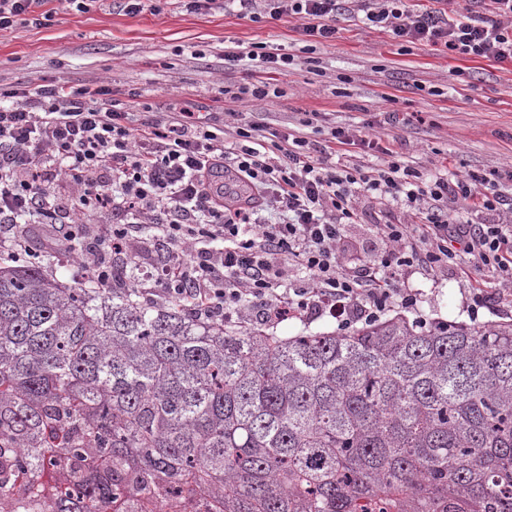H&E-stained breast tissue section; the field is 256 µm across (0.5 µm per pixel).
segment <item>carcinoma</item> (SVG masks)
I'll use <instances>...</instances> for the list:
<instances>
[{
	"label": "carcinoma",
	"instance_id": "1",
	"mask_svg": "<svg viewBox=\"0 0 512 512\" xmlns=\"http://www.w3.org/2000/svg\"><path fill=\"white\" fill-rule=\"evenodd\" d=\"M0 261L7 512H512V323L274 336Z\"/></svg>",
	"mask_w": 512,
	"mask_h": 512
}]
</instances>
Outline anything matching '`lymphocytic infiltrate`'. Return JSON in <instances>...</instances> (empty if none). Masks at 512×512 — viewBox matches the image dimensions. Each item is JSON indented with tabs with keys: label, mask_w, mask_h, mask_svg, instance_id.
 <instances>
[{
	"label": "lymphocytic infiltrate",
	"mask_w": 512,
	"mask_h": 512,
	"mask_svg": "<svg viewBox=\"0 0 512 512\" xmlns=\"http://www.w3.org/2000/svg\"><path fill=\"white\" fill-rule=\"evenodd\" d=\"M44 0H0V31L46 26ZM187 10H235L259 22L299 19L307 51L335 39L354 20L387 31L404 48L425 45L492 66H512V0H466L453 10L412 7L408 0H185ZM254 61L252 82L225 90L228 117L239 103L270 97L271 80L294 57L253 43L225 50V66ZM266 123L237 126L225 145L207 115L183 108L141 119L118 108L110 86L47 82L35 89L0 88V252L17 261L30 248L28 224H51L49 253L79 262L100 289L112 286L118 262H134L135 246L152 231L166 259L136 280L147 301L186 302L201 320L241 327L274 326L312 312L328 313L338 330L412 312L417 296L400 287L401 267L465 274L493 272L512 286V168L464 175H423L405 166L393 144L330 127L309 140L302 129L268 135ZM371 156L355 166L354 150ZM66 182L67 195L57 193ZM400 205L408 220L385 224L390 244L377 260L350 272L343 227L356 223L360 194ZM502 213L496 224L449 220L450 204ZM305 272L285 287L290 269Z\"/></svg>",
	"instance_id": "1"
}]
</instances>
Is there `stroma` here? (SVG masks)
Masks as SVG:
<instances>
[{
  "mask_svg": "<svg viewBox=\"0 0 512 512\" xmlns=\"http://www.w3.org/2000/svg\"><path fill=\"white\" fill-rule=\"evenodd\" d=\"M155 12L126 14L114 0H89L86 11L66 0H47L49 25L23 24L0 31V87L35 88L47 80L70 84L100 81L125 111L170 112L195 103L233 142L235 123L222 108L225 89L246 84L250 68L224 66L228 47L248 51L263 41L292 54L295 67L278 77L280 97L246 100L244 120L264 119L270 129L298 126L312 112L319 121L306 127L309 139H322L331 126L372 121L369 135L392 141L402 162L424 174L442 170L489 171L512 166V67L491 69L484 82L471 81L475 64L449 58L429 46L404 53L383 31L354 21L340 23L335 40L318 46L316 66L302 51L299 22L285 17L255 23L235 13L197 14L176 0H154ZM399 85L398 103L383 101L390 85ZM397 110L420 113L404 126L383 123L379 114ZM358 223L345 227L355 246L348 267L364 257L385 253L380 227L405 221L398 209L360 196ZM400 285L418 295L419 316L427 321L470 322L471 283L456 266L430 270L404 268Z\"/></svg>",
  "mask_w": 512,
  "mask_h": 512,
  "instance_id": "35a3bbf8",
  "label": "stroma"
}]
</instances>
